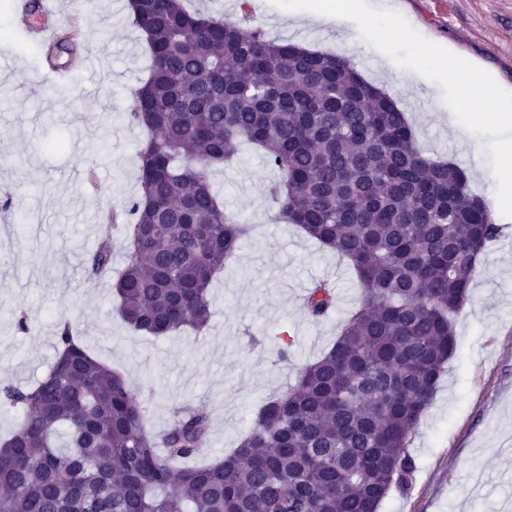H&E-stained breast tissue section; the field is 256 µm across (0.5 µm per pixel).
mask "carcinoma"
<instances>
[{
	"mask_svg": "<svg viewBox=\"0 0 512 512\" xmlns=\"http://www.w3.org/2000/svg\"><path fill=\"white\" fill-rule=\"evenodd\" d=\"M147 78L129 121L145 131L140 191L119 229L128 262L113 283L137 332L204 330L210 283L247 233L224 213L209 169L244 143L278 181V217L336 252L365 288L333 346L270 397L230 455L187 466L209 416L184 408L161 434L124 376L66 322L34 384L0 387L20 413L0 443V512H379L409 485L408 448L455 351L453 316L471 298L494 205L464 170L428 157L397 101L342 54L275 41L183 0H130ZM61 38L52 66L71 54ZM112 271V234L86 260ZM326 316L325 282L304 299Z\"/></svg>",
	"mask_w": 512,
	"mask_h": 512,
	"instance_id": "obj_1",
	"label": "carcinoma"
}]
</instances>
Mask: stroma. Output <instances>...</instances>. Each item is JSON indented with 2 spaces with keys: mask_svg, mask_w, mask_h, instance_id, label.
Returning a JSON list of instances; mask_svg holds the SVG:
<instances>
[{
  "mask_svg": "<svg viewBox=\"0 0 512 512\" xmlns=\"http://www.w3.org/2000/svg\"><path fill=\"white\" fill-rule=\"evenodd\" d=\"M113 2L64 4L71 20L61 32L79 54L95 55L97 69L74 73L64 88L46 77L49 65L16 24V8L0 10V189L11 199L0 212V384L37 381L54 358L58 324L72 323L90 353L129 380L151 430H164L183 404L208 412L209 440L197 457L207 463L236 448L266 399L335 342L362 290L332 251L277 222L267 198L276 174L247 148L209 172L225 211L253 227L213 281L209 330L156 338L124 322L111 275L85 271L106 231L101 214L140 189L145 133L130 123L128 106L149 54L127 9ZM399 2L396 23L332 9L301 25L295 17L308 0H256L251 22L270 38L350 57L399 102L425 152L465 169L472 191L495 202L503 231L454 318L455 353L409 447L412 481L391 490L380 512H512V184L500 152L507 132L488 120L473 145L452 138L449 116L469 114L436 61L451 50L512 100V0ZM322 280L336 301L316 320L299 290ZM19 312L29 317L24 333ZM287 335L283 362L277 351Z\"/></svg>",
  "mask_w": 512,
  "mask_h": 512,
  "instance_id": "stroma-1",
  "label": "stroma"
}]
</instances>
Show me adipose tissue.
Returning <instances> with one entry per match:
<instances>
[{
	"label": "adipose tissue",
	"instance_id": "obj_1",
	"mask_svg": "<svg viewBox=\"0 0 512 512\" xmlns=\"http://www.w3.org/2000/svg\"><path fill=\"white\" fill-rule=\"evenodd\" d=\"M445 68L456 86L460 99L466 103L475 101L479 104L478 109L470 114L466 122L449 121V130L455 139L463 143L470 142L475 127L490 113L512 126V103L501 98L494 82L463 76L450 60L446 61Z\"/></svg>",
	"mask_w": 512,
	"mask_h": 512
}]
</instances>
